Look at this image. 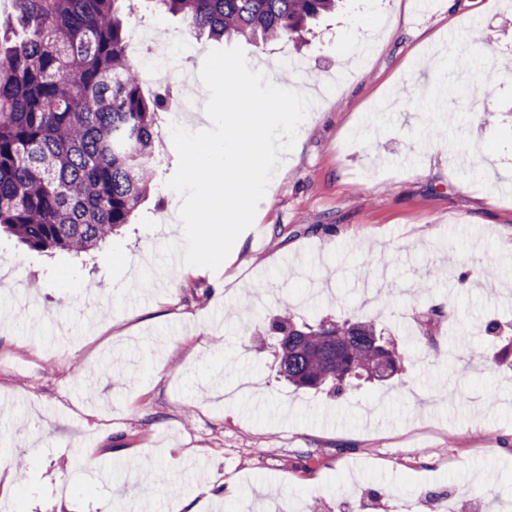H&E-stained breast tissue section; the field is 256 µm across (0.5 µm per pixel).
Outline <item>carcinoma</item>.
<instances>
[{"instance_id": "cac0c4a2", "label": "carcinoma", "mask_w": 512, "mask_h": 512, "mask_svg": "<svg viewBox=\"0 0 512 512\" xmlns=\"http://www.w3.org/2000/svg\"><path fill=\"white\" fill-rule=\"evenodd\" d=\"M21 38L0 37V229L38 251L95 248L129 223L153 187L157 114L128 56L126 0H13ZM215 40L298 42L339 0H151ZM440 308L421 316L422 337ZM271 342L278 375L339 397L400 377L405 351L372 320L270 317L245 335Z\"/></svg>"}]
</instances>
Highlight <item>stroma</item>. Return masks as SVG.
Wrapping results in <instances>:
<instances>
[{"instance_id": "stroma-1", "label": "stroma", "mask_w": 512, "mask_h": 512, "mask_svg": "<svg viewBox=\"0 0 512 512\" xmlns=\"http://www.w3.org/2000/svg\"><path fill=\"white\" fill-rule=\"evenodd\" d=\"M414 2L343 0L302 44L241 41L250 69L321 94L231 263L169 268L116 309L110 244L132 282L181 238L167 135L111 243L78 257L0 231V305L25 312L0 319V441L27 461L0 463V512H512V373L485 331L512 334V0ZM126 28L185 37L189 73L216 47L146 0ZM469 84L486 94L437 93ZM284 310L375 320L407 353L403 384L288 387L241 343Z\"/></svg>"}]
</instances>
